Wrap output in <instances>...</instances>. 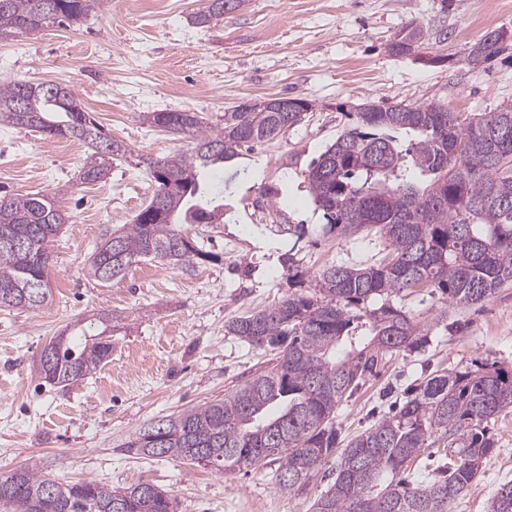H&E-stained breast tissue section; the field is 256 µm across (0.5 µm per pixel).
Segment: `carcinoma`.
<instances>
[{"mask_svg": "<svg viewBox=\"0 0 512 512\" xmlns=\"http://www.w3.org/2000/svg\"><path fill=\"white\" fill-rule=\"evenodd\" d=\"M101 0H0V39L50 24L87 18ZM224 17V0H207L193 23ZM423 31L409 26L389 51L412 53ZM504 36L485 35L467 61L482 64L502 50ZM355 121L308 167L307 188L329 230L373 232L383 255L366 267L331 264L313 274L282 258L291 291L277 304L240 317L228 332L277 351L272 366L221 399L142 427L123 445L134 455L202 464L217 474L272 469L282 491L304 489L318 466L336 454V411L388 354L428 342L425 326L388 303L414 288H436L456 306L485 300L512 283V104L470 116L443 105L377 108ZM0 120L73 138L90 153L80 181L104 180L112 157L132 150L104 133L70 89L52 82L0 84ZM150 124L191 139L185 152L148 163L156 190L146 206L106 236L88 272L103 283L145 259L193 265L213 255L183 236L182 224H222L230 184L207 174L239 149L278 136L302 121L296 112L224 113L208 128L196 112H151ZM412 135L408 145L397 134ZM67 216L45 195L0 197V310H36L52 298L48 244ZM384 299L377 308L366 304ZM364 319L361 349L343 340ZM96 335L63 332L50 341L52 361L40 362L46 382L63 387L92 374L112 355L113 318ZM512 408V371H477L426 378L393 415L347 441L336 478L313 512H450L496 453L489 423ZM454 449L449 461L413 482L408 464L437 437ZM4 512H173L170 491L149 480L114 488L95 481L61 482L31 463L0 478ZM487 512H512V480L499 484Z\"/></svg>", "mask_w": 512, "mask_h": 512, "instance_id": "cac0c4a2", "label": "carcinoma"}]
</instances>
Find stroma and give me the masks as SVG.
Returning a JSON list of instances; mask_svg holds the SVG:
<instances>
[{
  "label": "stroma",
  "mask_w": 512,
  "mask_h": 512,
  "mask_svg": "<svg viewBox=\"0 0 512 512\" xmlns=\"http://www.w3.org/2000/svg\"><path fill=\"white\" fill-rule=\"evenodd\" d=\"M205 4L107 0L80 24L0 41V82L68 87L108 135L134 151L133 158H114L104 181L84 184L86 145L0 124V195L47 194L70 217L49 244V303L0 310V477L35 462L62 481L115 487L153 481L174 496L175 512H312L336 461L289 494L265 471L222 476L195 463L128 454L122 446L146 424L223 398L268 368L272 352L228 334L226 326L286 295L282 254L291 253L310 273L332 263H372L382 247L377 236L325 230L306 188L309 164L352 123L360 104H442L477 114L512 102V0H244L200 28L189 18ZM411 25L423 29L422 47L392 54L389 43ZM492 31L506 34L500 54L470 67L466 50ZM281 96L305 99L311 109L295 127L241 150L211 174L219 180L249 172L224 198L231 223L182 227L214 261L192 268L145 260L106 284L88 275L106 231L130 223L155 191L137 157L189 147L183 135L150 126L146 113L195 112L205 125L220 127L242 102ZM283 220L303 225L304 235L277 232ZM393 304L429 322V343L386 357L379 375L341 404L342 439L395 411L430 374L493 361L512 367V284L470 306L446 304L432 288L409 291ZM103 311L122 318L111 357L78 384H47L38 370L42 349L76 321L97 334ZM490 428L499 450L451 512H486L498 485L512 480V410Z\"/></svg>",
  "instance_id": "35a3bbf8"
}]
</instances>
